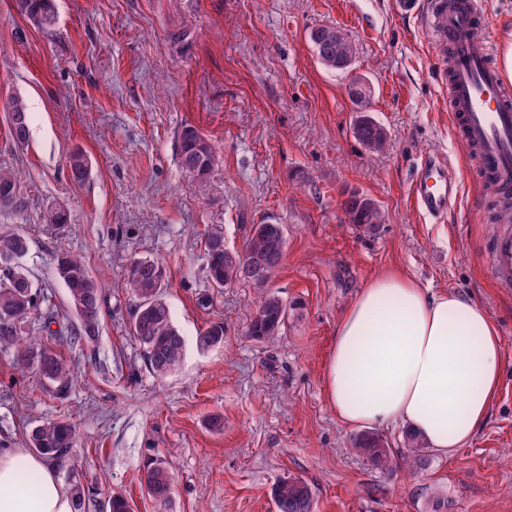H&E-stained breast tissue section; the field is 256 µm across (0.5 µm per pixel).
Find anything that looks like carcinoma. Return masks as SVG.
<instances>
[{"label":"carcinoma","mask_w":512,"mask_h":512,"mask_svg":"<svg viewBox=\"0 0 512 512\" xmlns=\"http://www.w3.org/2000/svg\"><path fill=\"white\" fill-rule=\"evenodd\" d=\"M16 9L39 28H51L57 19L55 0H15ZM320 62L329 69L343 71L347 62L356 57V45L349 34L337 27H315L309 32ZM0 111L7 123L12 140L23 145L29 138L30 116L23 100L15 95L0 101ZM355 138L365 148L381 151L386 145L383 126L367 115L357 118L353 126ZM182 168L191 174L198 187H203L215 161L211 142L194 126L183 127L180 134ZM74 182L80 184L88 175L87 155L76 150L69 157ZM22 204L21 174L13 168L0 166V210L16 209ZM348 223L364 232L375 231L384 222V215L371 197L358 191H348L341 203ZM286 248L284 227L272 221L255 224L242 250L224 253V234L213 228L205 241L206 269L217 288L233 281H246L262 290L260 303L248 326L247 334L258 340L277 335L288 319V304L269 290L270 282L280 266ZM29 250L27 237L13 233L0 237V263L3 256L16 250ZM56 265L66 267L70 277L69 306L81 323L86 336L98 327L104 297L97 279L81 257L71 252H59ZM166 270L147 259L132 261L125 273V284L136 300V309L129 323V332L139 344L145 365L155 375L160 368L181 362L185 341L174 325L168 305L162 298ZM39 306L37 295L29 291L28 278L10 277L0 268V346L16 347L21 365L31 371L46 390L64 392L73 382L74 365L54 354L37 334H21V326L36 321ZM224 343V324L213 322L197 336V346L205 351ZM407 452L401 455L400 467L415 471L426 465L427 447L412 431L404 439ZM26 444L33 452L50 461L64 459L76 444V429L68 421L50 420L33 426L26 433ZM372 466L389 471L393 467L391 449L375 433L361 435L356 441ZM142 486L147 495L165 503L171 494L172 474L163 463H150L143 473ZM271 497L276 512H314V493L310 485L295 477H281L273 485ZM102 512H131L127 499L109 496Z\"/></svg>","instance_id":"carcinoma-1"}]
</instances>
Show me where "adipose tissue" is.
<instances>
[{"instance_id":"adipose-tissue-1","label":"adipose tissue","mask_w":512,"mask_h":512,"mask_svg":"<svg viewBox=\"0 0 512 512\" xmlns=\"http://www.w3.org/2000/svg\"><path fill=\"white\" fill-rule=\"evenodd\" d=\"M500 379L501 343L484 309L394 272L373 279L339 320L326 387L344 425L398 424L448 456L482 426ZM24 469L33 484L22 485ZM0 512H74L73 498L43 459L0 448Z\"/></svg>"}]
</instances>
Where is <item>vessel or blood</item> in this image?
Returning <instances> with one entry per match:
<instances>
[{
    "label": "vessel or blood",
    "mask_w": 512,
    "mask_h": 512,
    "mask_svg": "<svg viewBox=\"0 0 512 512\" xmlns=\"http://www.w3.org/2000/svg\"><path fill=\"white\" fill-rule=\"evenodd\" d=\"M401 15H419L436 47L447 48V61L435 62L433 73L448 92V110L468 168L483 190L512 195V86L479 50L474 34L484 17L482 0H395ZM462 191L446 162L430 157L422 176L410 186L413 205L433 217L444 214ZM498 287L512 289V219L502 218L491 237L488 254Z\"/></svg>",
    "instance_id": "vessel-or-blood-1"
}]
</instances>
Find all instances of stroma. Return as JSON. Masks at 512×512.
<instances>
[{"label":"stroma","mask_w":512,"mask_h":512,"mask_svg":"<svg viewBox=\"0 0 512 512\" xmlns=\"http://www.w3.org/2000/svg\"><path fill=\"white\" fill-rule=\"evenodd\" d=\"M394 0H57L58 22L36 27L0 0V98L22 97L32 114L25 145L0 118V166L24 173L25 205L0 212V236L23 232L24 260L54 307L49 341L76 378L63 395L43 390L0 347V448L66 418L79 442L54 468L80 484L87 512L112 492L132 512H157L140 476L149 462L174 473L169 512H275L272 485L305 480L315 512H512V291L497 288L485 245L494 206L465 167L448 96L431 71L423 23ZM481 46L512 41V0H486ZM317 26L348 31L351 72L370 85L369 113L387 131L383 151L353 135L360 111L349 74L322 65L308 39ZM185 40L173 45L170 33ZM197 127L215 146L203 190L180 164V131ZM91 166L74 183L68 158ZM451 162L462 194L445 215L414 210L408 191L422 157ZM377 200L372 233L347 223L344 191ZM64 208L65 226L46 213ZM275 218L286 236L271 287L288 304L273 340L247 334L259 291L212 287L202 236L211 227L242 248L253 225ZM59 251L80 255L105 296L96 337L72 343L78 324L54 269ZM159 262L163 298L185 340L177 369L146 368L127 325L135 301L130 259ZM404 272L433 292L481 305L498 329L502 383L487 421L453 456L425 468L376 470L327 398L336 325L376 276ZM224 325L223 344L202 351L200 330ZM224 417L220 432L209 416Z\"/></svg>","instance_id":"35a3bbf8"}]
</instances>
